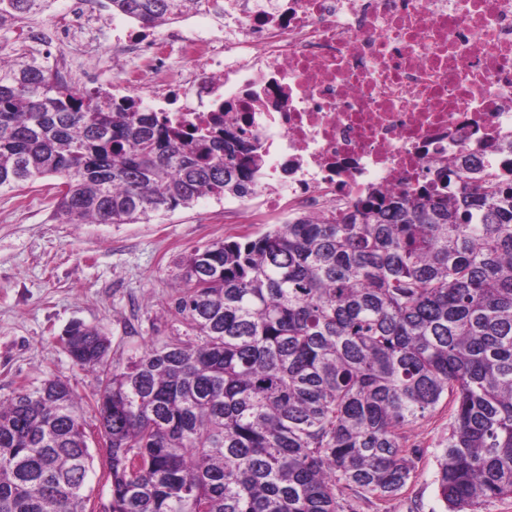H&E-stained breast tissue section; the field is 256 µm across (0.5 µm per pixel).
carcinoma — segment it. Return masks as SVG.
Here are the masks:
<instances>
[{"mask_svg":"<svg viewBox=\"0 0 512 512\" xmlns=\"http://www.w3.org/2000/svg\"><path fill=\"white\" fill-rule=\"evenodd\" d=\"M200 0H108L146 25ZM45 0H0V43ZM258 148H201L154 112L60 88L24 51L0 63V191L54 179L62 224H130L256 193ZM170 317L189 339L123 367L74 323L61 348L100 376L108 512H345L411 478L402 430L445 397L446 512L512 496V175L373 195L194 249ZM82 398L60 378L0 401V512H87Z\"/></svg>","mask_w":512,"mask_h":512,"instance_id":"1","label":"carcinoma"}]
</instances>
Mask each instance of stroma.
<instances>
[{"instance_id": "1", "label": "stroma", "mask_w": 512, "mask_h": 512, "mask_svg": "<svg viewBox=\"0 0 512 512\" xmlns=\"http://www.w3.org/2000/svg\"><path fill=\"white\" fill-rule=\"evenodd\" d=\"M54 203L45 181L0 192V400L59 376L92 401L96 373L73 365L60 348L71 322L99 328L110 340V362L126 365L172 338L167 304L193 248L267 230L249 221L258 206L254 195L238 201L232 220L223 204L203 198L135 224H62L53 218ZM451 413L445 398L406 428L407 444L416 450L409 482L397 496L359 504L357 512H443L437 454Z\"/></svg>"}]
</instances>
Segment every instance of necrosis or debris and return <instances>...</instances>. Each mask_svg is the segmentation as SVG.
<instances>
[{
    "label": "necrosis or debris",
    "instance_id": "obj_1",
    "mask_svg": "<svg viewBox=\"0 0 512 512\" xmlns=\"http://www.w3.org/2000/svg\"><path fill=\"white\" fill-rule=\"evenodd\" d=\"M103 9L68 0L0 59L23 47L59 84L241 127L264 159L258 211L278 223L512 164V0H201L159 33Z\"/></svg>",
    "mask_w": 512,
    "mask_h": 512
}]
</instances>
